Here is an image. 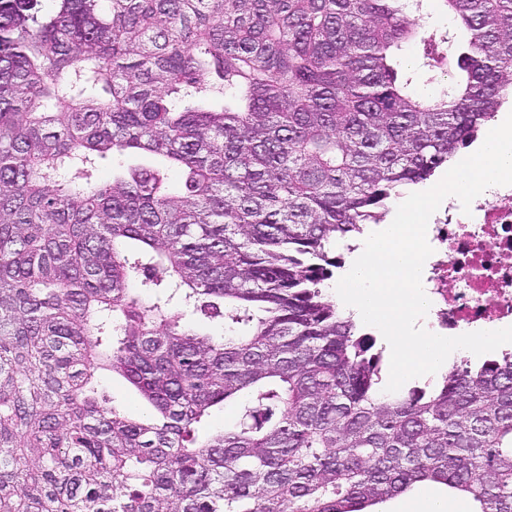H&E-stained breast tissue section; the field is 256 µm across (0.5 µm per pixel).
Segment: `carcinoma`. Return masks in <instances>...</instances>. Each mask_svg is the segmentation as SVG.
<instances>
[{
  "mask_svg": "<svg viewBox=\"0 0 512 512\" xmlns=\"http://www.w3.org/2000/svg\"><path fill=\"white\" fill-rule=\"evenodd\" d=\"M40 2L0 0V512H364L423 481L512 512V352L387 393L319 288L506 103L512 0H440V39L422 0ZM111 153L183 187L99 183ZM446 84L448 85V76L438 74L435 79H430L429 74L420 71L415 78L414 88L419 96L437 97ZM99 384L113 397L116 404L122 405L133 417H139L142 406L128 384L119 376L102 371L98 375Z\"/></svg>",
  "mask_w": 512,
  "mask_h": 512,
  "instance_id": "1",
  "label": "carcinoma"
}]
</instances>
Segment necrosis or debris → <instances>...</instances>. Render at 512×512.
Segmentation results:
<instances>
[{
    "mask_svg": "<svg viewBox=\"0 0 512 512\" xmlns=\"http://www.w3.org/2000/svg\"><path fill=\"white\" fill-rule=\"evenodd\" d=\"M427 239L433 325L450 334L512 325V186L479 195L467 214L451 200L432 215Z\"/></svg>",
    "mask_w": 512,
    "mask_h": 512,
    "instance_id": "4bbe7bcc",
    "label": "necrosis or debris"
}]
</instances>
